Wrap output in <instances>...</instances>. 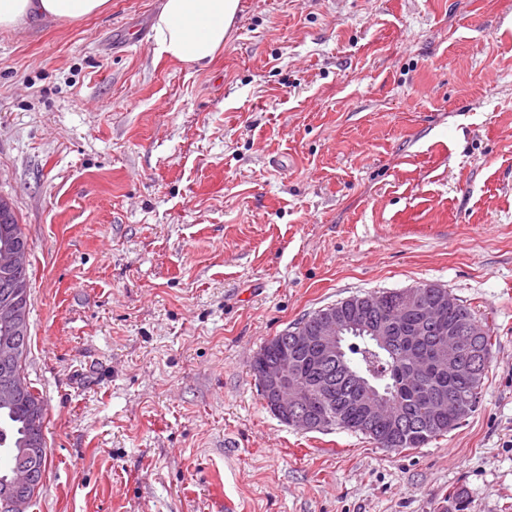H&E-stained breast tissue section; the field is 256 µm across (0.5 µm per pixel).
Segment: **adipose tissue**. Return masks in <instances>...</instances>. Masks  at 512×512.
<instances>
[{
    "label": "adipose tissue",
    "mask_w": 512,
    "mask_h": 512,
    "mask_svg": "<svg viewBox=\"0 0 512 512\" xmlns=\"http://www.w3.org/2000/svg\"><path fill=\"white\" fill-rule=\"evenodd\" d=\"M110 0H0V30L36 17L72 23L103 12ZM240 8V0H162L153 22L154 51L192 66L211 62Z\"/></svg>",
    "instance_id": "ef3b65f1"
}]
</instances>
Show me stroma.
Listing matches in <instances>:
<instances>
[{"mask_svg": "<svg viewBox=\"0 0 512 512\" xmlns=\"http://www.w3.org/2000/svg\"><path fill=\"white\" fill-rule=\"evenodd\" d=\"M160 5L0 30L30 512H512V0H240L204 68L154 53ZM422 283L495 340L460 428L391 451L269 411L267 340Z\"/></svg>", "mask_w": 512, "mask_h": 512, "instance_id": "stroma-1", "label": "stroma"}]
</instances>
